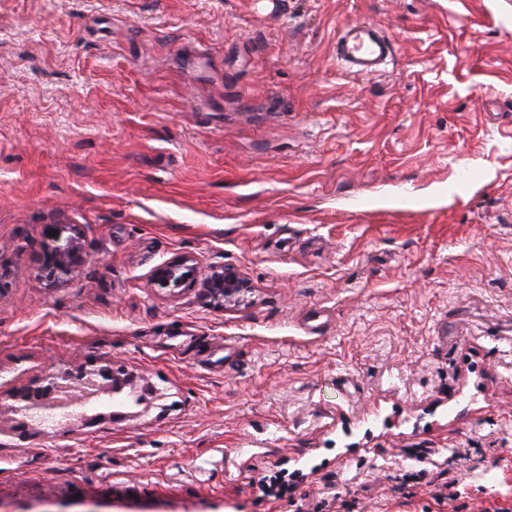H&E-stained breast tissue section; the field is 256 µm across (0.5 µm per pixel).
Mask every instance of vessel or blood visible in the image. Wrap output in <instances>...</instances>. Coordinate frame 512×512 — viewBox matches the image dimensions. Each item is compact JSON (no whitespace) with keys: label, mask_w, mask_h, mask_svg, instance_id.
I'll return each mask as SVG.
<instances>
[{"label":"vessel or blood","mask_w":512,"mask_h":512,"mask_svg":"<svg viewBox=\"0 0 512 512\" xmlns=\"http://www.w3.org/2000/svg\"><path fill=\"white\" fill-rule=\"evenodd\" d=\"M393 46L380 27L372 24L347 25L336 43V59L359 77L382 73L392 57Z\"/></svg>","instance_id":"1"}]
</instances>
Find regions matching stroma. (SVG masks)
Instances as JSON below:
<instances>
[{
	"mask_svg": "<svg viewBox=\"0 0 512 512\" xmlns=\"http://www.w3.org/2000/svg\"><path fill=\"white\" fill-rule=\"evenodd\" d=\"M184 254L240 304L150 287ZM0 512H512V0H0ZM392 52V43L372 24L347 25L336 42V60L359 77L382 73ZM82 251L78 232L66 238L57 232L43 253L41 268L44 277L58 280L70 276L81 261ZM72 375L69 372H50L48 373L43 382L46 385L39 386L37 389L34 388H25L14 395V400L19 404L14 407V411L16 412H24L31 417H38L43 420L56 419L60 417L61 419H66L73 415V410L71 408H67L71 404V399L62 400L59 397L60 391L62 389H68L69 386L64 385L60 381L71 380ZM42 393L47 395H55L51 404H46L43 402ZM43 407L48 408H60L53 411H45Z\"/></svg>",
	"mask_w": 512,
	"mask_h": 512,
	"instance_id": "1",
	"label": "stroma"
}]
</instances>
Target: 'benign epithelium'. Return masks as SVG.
Instances as JSON below:
<instances>
[{"label": "benign epithelium", "instance_id": "benign-epithelium-1", "mask_svg": "<svg viewBox=\"0 0 512 512\" xmlns=\"http://www.w3.org/2000/svg\"><path fill=\"white\" fill-rule=\"evenodd\" d=\"M83 246L79 233L64 238L57 234L44 250L41 268L43 275L58 280L70 276L81 261ZM150 286L153 288H179L187 286L197 290L199 298L209 307L224 309L234 306L241 293L247 289L246 282L233 267L226 265L200 267L193 255H183L164 263L152 273ZM71 379L68 372H50L36 389L25 388L14 395L18 406L16 412H24L43 420L73 415L69 409L71 400H62L60 391L66 388L64 381Z\"/></svg>", "mask_w": 512, "mask_h": 512}]
</instances>
